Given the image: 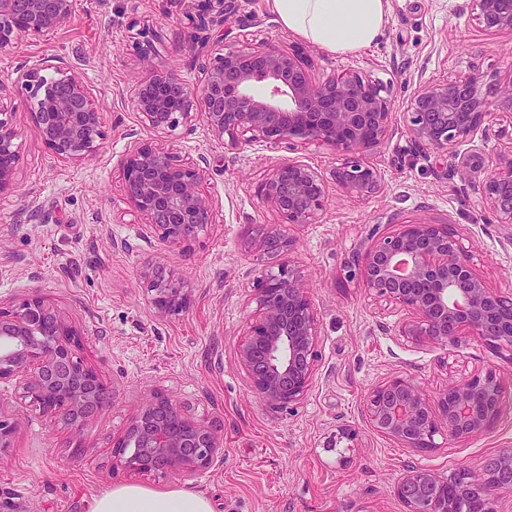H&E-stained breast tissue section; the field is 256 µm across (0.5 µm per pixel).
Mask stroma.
<instances>
[{
  "instance_id": "1",
  "label": "stroma",
  "mask_w": 512,
  "mask_h": 512,
  "mask_svg": "<svg viewBox=\"0 0 512 512\" xmlns=\"http://www.w3.org/2000/svg\"><path fill=\"white\" fill-rule=\"evenodd\" d=\"M203 0H74L71 20L51 38H22L0 55L7 88L0 105L16 132L15 186L0 197V310L37 294L81 336L78 357L94 368L112 402L79 430L51 419L23 395V380L0 382V415L15 425L0 452V512H88L121 485H190L214 512H405L395 488L411 467L456 478L480 473L512 450V409L493 431L464 442L438 438L420 450L372 430L363 401L395 376L438 395L448 384L491 368L512 392V353L468 336L444 350L399 334L410 311L369 297L348 273L360 244L400 224H447L489 288L512 293V224L497 223L471 183L415 143L407 101L418 83L474 76L512 82V31H490L471 0H390L383 34L359 53L312 45V78L357 73L382 82L393 109L388 137L363 160L381 173L379 190L358 198L331 190L312 224H289L283 262L305 274L319 318L318 359L307 397L274 409L255 394L237 351L256 315L253 283L262 265L244 239L280 214L257 194L270 170L301 160L331 178L347 157L331 146L296 149L256 143L239 149L214 139L202 118L155 137L133 102L136 84L173 71L189 84L215 49L302 40L284 28L268 0H231V12L198 33ZM150 43L149 55L140 52ZM48 54L80 74L103 115L104 143L91 159L64 162L43 143L26 92L13 72ZM157 141L199 167L213 222L185 247L167 246L128 203L121 156L128 142ZM188 280L183 309L157 318L147 283L153 272ZM163 393L196 421L213 426L224 452L210 468L162 478L112 462V444L151 396Z\"/></svg>"
}]
</instances>
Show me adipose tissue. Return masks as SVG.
<instances>
[{
  "instance_id": "adipose-tissue-1",
  "label": "adipose tissue",
  "mask_w": 512,
  "mask_h": 512,
  "mask_svg": "<svg viewBox=\"0 0 512 512\" xmlns=\"http://www.w3.org/2000/svg\"><path fill=\"white\" fill-rule=\"evenodd\" d=\"M281 25L335 55L355 54L381 35L389 0H269ZM90 512H212L205 494L192 488L124 485L96 497Z\"/></svg>"
}]
</instances>
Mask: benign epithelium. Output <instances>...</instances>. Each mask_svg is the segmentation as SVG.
Returning <instances> with one entry per match:
<instances>
[{"label": "benign epithelium", "mask_w": 512, "mask_h": 512, "mask_svg": "<svg viewBox=\"0 0 512 512\" xmlns=\"http://www.w3.org/2000/svg\"><path fill=\"white\" fill-rule=\"evenodd\" d=\"M488 30H512V0H473ZM73 0H0V54L25 36L49 37L68 21ZM46 57L38 68L17 72L27 90L32 115L52 154L81 163L102 148V113L82 78ZM54 70L45 76L43 71ZM204 79L191 86L173 72H160L134 90L142 122L169 135L192 117L196 104L213 137L235 147L253 143H324L356 154L381 146L389 133L392 103L387 89L359 74L316 81L306 49L288 51L269 43L216 53L203 64ZM494 98L489 103L488 98ZM512 113V84L480 90L478 78L424 82L407 106L413 140L451 154L498 217L512 224V156L486 169L483 154L457 145L476 134L490 137L493 113ZM15 130L0 111V194L15 175ZM126 200L170 245H188L212 223V209L200 190L196 168L173 153L136 141L122 155ZM358 197L381 185L378 169L360 161L333 172V182L295 160L277 164L258 188L260 198L286 224H311L323 211L330 185ZM265 257L254 283L259 315L250 323L238 359L250 388L270 407L303 400L312 385L318 344V318L307 280L280 261L293 240L282 226L255 230ZM352 275L365 292L414 314L402 324L407 341L446 349L467 335L495 349L512 352V294L489 288L472 269L467 251L446 224H401L371 239L354 262ZM149 303L166 318L189 298L180 279H150ZM80 335L38 295L0 311V381L24 377V393L47 416L79 430L110 404L112 393L93 368L76 354ZM504 386L493 369L458 381L436 398L411 379L393 377L371 389L363 413L371 427L408 448L437 447L436 437L467 440L490 433L499 417ZM223 444L209 426L195 421L171 397L157 393L135 415L112 445L114 464L129 473L163 478L208 469ZM512 486V451L486 462L480 477L450 481L421 468L408 469L396 486L405 512H498L495 491Z\"/></svg>", "instance_id": "obj_1"}]
</instances>
